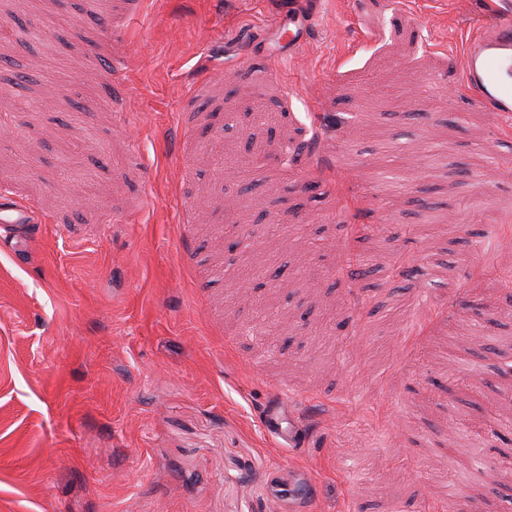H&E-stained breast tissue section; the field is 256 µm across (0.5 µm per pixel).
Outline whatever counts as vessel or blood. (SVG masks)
Instances as JSON below:
<instances>
[{
	"instance_id": "obj_1",
	"label": "vessel or blood",
	"mask_w": 512,
	"mask_h": 512,
	"mask_svg": "<svg viewBox=\"0 0 512 512\" xmlns=\"http://www.w3.org/2000/svg\"><path fill=\"white\" fill-rule=\"evenodd\" d=\"M310 23L307 13L288 8L277 18L274 36L280 46L296 48ZM477 32L469 39L464 52V78L475 104L512 119V15L505 13L492 21H478ZM0 229L6 239L29 236L28 212L12 206L0 209ZM271 437L293 446L297 443L299 423L279 407H267L262 420ZM307 482L296 472L287 479L270 484L271 495L281 502L292 503L307 493Z\"/></svg>"
}]
</instances>
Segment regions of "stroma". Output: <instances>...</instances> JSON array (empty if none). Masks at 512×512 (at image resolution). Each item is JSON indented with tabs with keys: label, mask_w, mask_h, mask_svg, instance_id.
<instances>
[{
	"label": "stroma",
	"mask_w": 512,
	"mask_h": 512,
	"mask_svg": "<svg viewBox=\"0 0 512 512\" xmlns=\"http://www.w3.org/2000/svg\"><path fill=\"white\" fill-rule=\"evenodd\" d=\"M283 2L0 0L39 32L5 47L30 82L0 70L36 230L0 243V512H284L291 467L308 512H512L473 332L512 348V125L463 87L512 0H297L279 56ZM311 20L307 13L288 6V10L280 14L274 26V36L279 45L288 46V50L296 48ZM263 430L271 437L284 441L287 445L294 446L300 431L299 423L277 406L266 408L262 420ZM309 484L295 471H288V480H275L270 484L271 495L281 502H288V505L307 494Z\"/></svg>",
	"instance_id": "35a3bbf8"
}]
</instances>
